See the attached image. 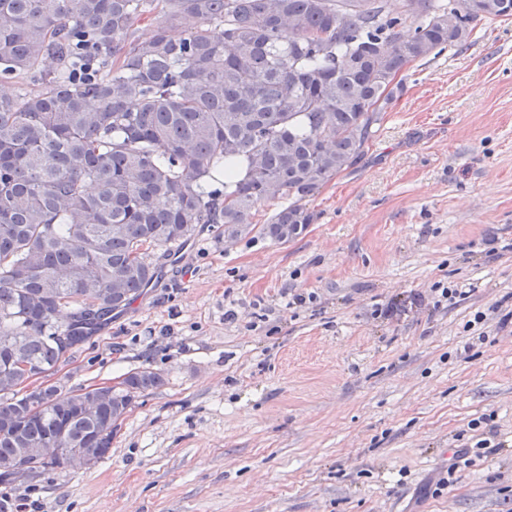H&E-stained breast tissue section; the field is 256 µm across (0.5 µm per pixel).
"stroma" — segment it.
<instances>
[{
  "label": "stroma",
  "instance_id": "obj_1",
  "mask_svg": "<svg viewBox=\"0 0 512 512\" xmlns=\"http://www.w3.org/2000/svg\"><path fill=\"white\" fill-rule=\"evenodd\" d=\"M403 76L300 236L198 225L59 365L165 383L91 468L1 483L10 512H512V19Z\"/></svg>",
  "mask_w": 512,
  "mask_h": 512
}]
</instances>
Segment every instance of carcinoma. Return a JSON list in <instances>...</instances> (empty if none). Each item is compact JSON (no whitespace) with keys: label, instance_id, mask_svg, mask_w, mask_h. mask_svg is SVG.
<instances>
[{"label":"carcinoma","instance_id":"obj_1","mask_svg":"<svg viewBox=\"0 0 512 512\" xmlns=\"http://www.w3.org/2000/svg\"><path fill=\"white\" fill-rule=\"evenodd\" d=\"M386 2L0 0V80L31 86L0 95V482L35 454L44 471L103 459L162 385L142 368L23 393L158 279L148 250L199 224L301 235L303 201L364 154L397 77L512 18V0Z\"/></svg>","mask_w":512,"mask_h":512}]
</instances>
